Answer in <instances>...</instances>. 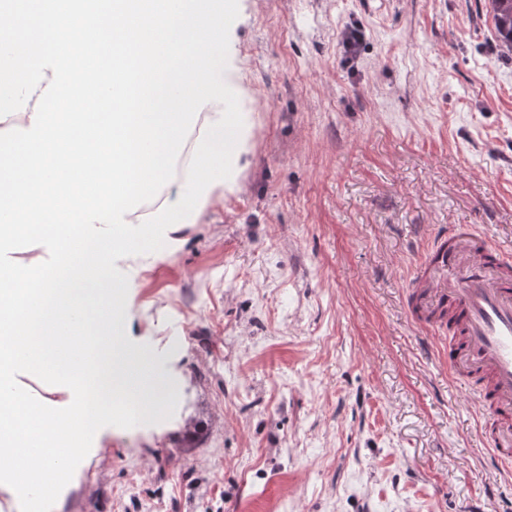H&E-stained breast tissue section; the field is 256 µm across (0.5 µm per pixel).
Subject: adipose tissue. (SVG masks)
Wrapping results in <instances>:
<instances>
[{"instance_id": "obj_1", "label": "adipose tissue", "mask_w": 512, "mask_h": 512, "mask_svg": "<svg viewBox=\"0 0 512 512\" xmlns=\"http://www.w3.org/2000/svg\"><path fill=\"white\" fill-rule=\"evenodd\" d=\"M230 20L224 0H0V483L18 494L58 479L114 402L147 417L171 394L122 342L133 283L114 263L240 187L254 114ZM27 372L60 400L32 401Z\"/></svg>"}]
</instances>
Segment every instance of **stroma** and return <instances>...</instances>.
Here are the masks:
<instances>
[{
    "label": "stroma",
    "mask_w": 512,
    "mask_h": 512,
    "mask_svg": "<svg viewBox=\"0 0 512 512\" xmlns=\"http://www.w3.org/2000/svg\"><path fill=\"white\" fill-rule=\"evenodd\" d=\"M233 3L243 188L115 264L123 342L176 394L101 419L42 512H512L480 386L405 313L434 232L512 256V59L485 0Z\"/></svg>",
    "instance_id": "35a3bbf8"
}]
</instances>
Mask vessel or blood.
Wrapping results in <instances>:
<instances>
[{
	"label": "vessel or blood",
	"instance_id": "obj_1",
	"mask_svg": "<svg viewBox=\"0 0 512 512\" xmlns=\"http://www.w3.org/2000/svg\"><path fill=\"white\" fill-rule=\"evenodd\" d=\"M406 306L411 320L427 327L449 311L456 341L448 365L484 383L480 434L494 461L512 463V260L475 226L434 234Z\"/></svg>",
	"mask_w": 512,
	"mask_h": 512
}]
</instances>
